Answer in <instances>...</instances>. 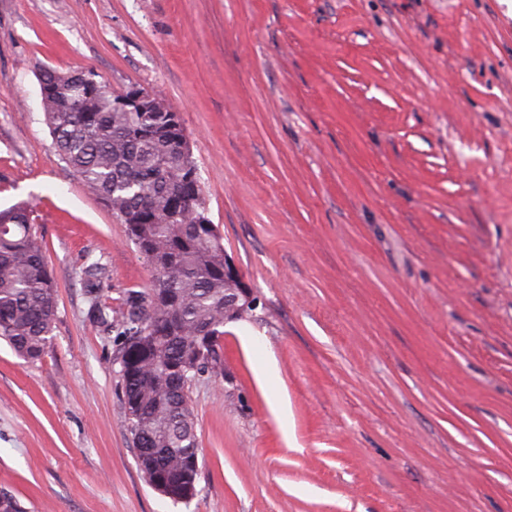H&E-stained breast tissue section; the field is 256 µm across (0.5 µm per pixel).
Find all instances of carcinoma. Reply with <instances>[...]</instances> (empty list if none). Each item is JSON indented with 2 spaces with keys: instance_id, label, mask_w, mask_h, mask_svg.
Instances as JSON below:
<instances>
[{
  "instance_id": "cac0c4a2",
  "label": "carcinoma",
  "mask_w": 512,
  "mask_h": 512,
  "mask_svg": "<svg viewBox=\"0 0 512 512\" xmlns=\"http://www.w3.org/2000/svg\"><path fill=\"white\" fill-rule=\"evenodd\" d=\"M39 85L56 88L42 109L61 161L126 224L152 273L148 288L129 291L114 309L100 299L105 268L82 270L90 316L120 340L127 430L146 449L139 467L164 477L198 443L193 386L205 375L224 378L223 238L201 187L187 186L194 158L176 151L159 113L120 112L121 96L106 82L84 96L50 67L40 69ZM34 222L24 201L0 210V339L32 362L52 340L58 304Z\"/></svg>"
}]
</instances>
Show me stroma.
<instances>
[{"instance_id":"stroma-1","label":"stroma","mask_w":512,"mask_h":512,"mask_svg":"<svg viewBox=\"0 0 512 512\" xmlns=\"http://www.w3.org/2000/svg\"><path fill=\"white\" fill-rule=\"evenodd\" d=\"M179 112L254 316L191 400L195 495L138 467L116 340L151 273L60 160L40 66ZM30 202L51 345L0 339L24 512H512V0H0V209ZM272 378H264L267 366Z\"/></svg>"}]
</instances>
